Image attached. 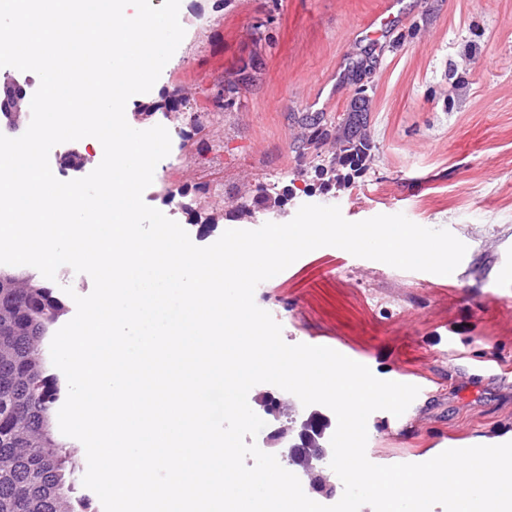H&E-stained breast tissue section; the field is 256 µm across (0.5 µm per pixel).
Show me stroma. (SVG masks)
Returning a JSON list of instances; mask_svg holds the SVG:
<instances>
[{
  "label": "stroma",
  "mask_w": 512,
  "mask_h": 512,
  "mask_svg": "<svg viewBox=\"0 0 512 512\" xmlns=\"http://www.w3.org/2000/svg\"><path fill=\"white\" fill-rule=\"evenodd\" d=\"M382 0H182L185 36L153 88L127 105L131 127H180L187 142L146 188L145 203L216 242L238 198L257 187L339 206L357 222L404 214L467 247L448 276L401 270L324 246L259 284L282 339L338 348L382 380L423 387L402 423L373 412L366 455L417 463L447 446L512 441V373L470 380L448 356L456 335L478 357L512 359V0H399L380 44L349 38ZM368 58L360 82L352 60ZM239 82L222 97L226 79ZM372 99L371 158L351 186L321 185L300 147L303 115ZM154 110L138 115L140 106ZM219 144L222 168L195 152Z\"/></svg>",
  "instance_id": "1"
}]
</instances>
